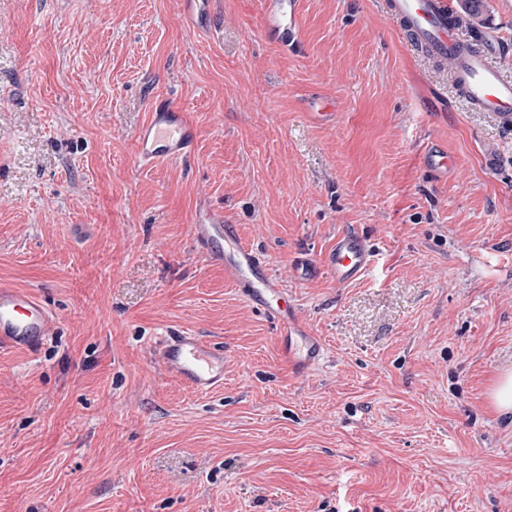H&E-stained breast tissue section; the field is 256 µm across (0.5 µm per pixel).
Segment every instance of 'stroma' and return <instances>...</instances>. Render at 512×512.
I'll return each instance as SVG.
<instances>
[{"label":"stroma","instance_id":"obj_1","mask_svg":"<svg viewBox=\"0 0 512 512\" xmlns=\"http://www.w3.org/2000/svg\"><path fill=\"white\" fill-rule=\"evenodd\" d=\"M260 11L215 0L200 33L176 0H0V281L58 315L38 357L0 355V512H512L488 397L512 368V131L379 0H300L298 51ZM158 98L198 143L143 165ZM203 202L323 340L307 375L195 253ZM349 226L378 254L362 280L295 279ZM182 328L223 344V390L150 363Z\"/></svg>","mask_w":512,"mask_h":512}]
</instances>
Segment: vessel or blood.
<instances>
[{
  "instance_id": "obj_1",
  "label": "vessel or blood",
  "mask_w": 512,
  "mask_h": 512,
  "mask_svg": "<svg viewBox=\"0 0 512 512\" xmlns=\"http://www.w3.org/2000/svg\"><path fill=\"white\" fill-rule=\"evenodd\" d=\"M299 0H261L264 34L286 46L301 43ZM180 16L194 27L212 21V0H176ZM385 15L424 58L448 66L458 96L477 112L493 113L504 128L512 127V75L496 63L500 51L497 28L481 38H465L466 12L459 0H380ZM197 129L188 114L170 100L153 102L147 121L135 136L136 157L151 165L189 157ZM194 249L208 263L223 267L224 277L274 328L282 358L297 373L318 366L325 345L288 299L283 280L273 273L268 257L240 239L223 209L201 204L189 227ZM374 263L368 239L354 229L337 234L320 261L301 257L302 273L322 267L337 285L363 277ZM57 318L37 294L0 281V353L37 355L53 334ZM150 361L165 375L200 394L223 389L228 360L223 345L183 329L155 337L148 346Z\"/></svg>"
}]
</instances>
